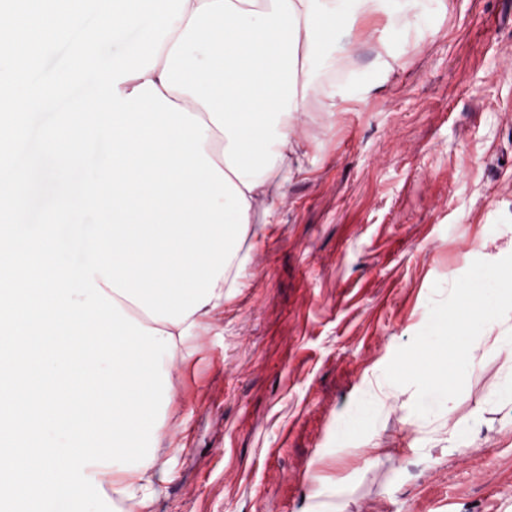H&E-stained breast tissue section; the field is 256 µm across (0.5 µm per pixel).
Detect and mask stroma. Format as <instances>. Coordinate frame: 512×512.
I'll use <instances>...</instances> for the list:
<instances>
[{"instance_id": "stroma-1", "label": "stroma", "mask_w": 512, "mask_h": 512, "mask_svg": "<svg viewBox=\"0 0 512 512\" xmlns=\"http://www.w3.org/2000/svg\"><path fill=\"white\" fill-rule=\"evenodd\" d=\"M358 30L332 37L347 99H309L244 288L171 370L154 512H512V316L451 410L416 415L383 375L434 282L512 254V0H418L411 25ZM378 403L375 399H369L352 415L345 423V428L350 434L359 433L367 423L371 421L377 412Z\"/></svg>"}]
</instances>
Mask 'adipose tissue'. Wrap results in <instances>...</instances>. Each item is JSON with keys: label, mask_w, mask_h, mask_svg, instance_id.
Returning a JSON list of instances; mask_svg holds the SVG:
<instances>
[{"label": "adipose tissue", "mask_w": 512, "mask_h": 512, "mask_svg": "<svg viewBox=\"0 0 512 512\" xmlns=\"http://www.w3.org/2000/svg\"><path fill=\"white\" fill-rule=\"evenodd\" d=\"M387 12L388 0H187L144 79L208 123L206 154L242 192L249 216L268 218L288 157L301 147L295 134L309 92L321 87L328 108L336 106L335 84L317 71L333 31ZM259 234L248 227L211 302L185 322L145 319V326L172 334L175 359L185 360L206 318L235 293ZM162 483L149 464L113 471L108 488L137 512H152Z\"/></svg>", "instance_id": "ef3b65f1"}]
</instances>
